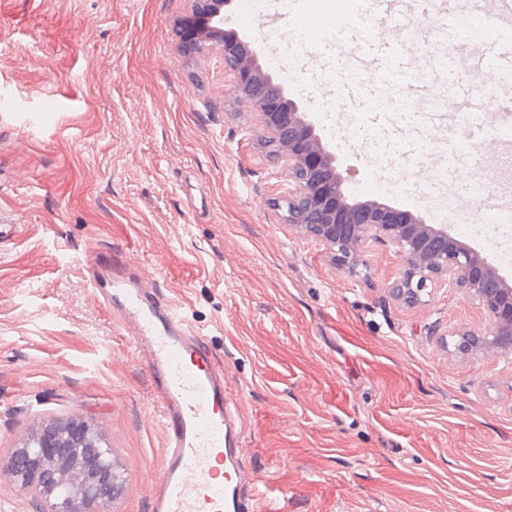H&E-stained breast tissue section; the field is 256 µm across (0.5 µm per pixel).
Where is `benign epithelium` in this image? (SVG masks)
I'll list each match as a JSON object with an SVG mask.
<instances>
[{
  "mask_svg": "<svg viewBox=\"0 0 512 512\" xmlns=\"http://www.w3.org/2000/svg\"><path fill=\"white\" fill-rule=\"evenodd\" d=\"M184 23L181 52L207 55L221 47L233 94L261 119L269 156L286 176L284 221L319 241L335 261L355 272L376 243L393 249L397 277L389 293L409 305L429 288H462L483 311L486 325L458 333L462 354L497 357L512 352L500 345L512 337V289L500 267L459 244L446 224H428L410 212L379 202H348L336 157L324 144L305 109L288 97L285 85L260 63L252 43L223 29L222 10L231 0H193ZM112 448L80 417L49 422L43 432L0 461V475L38 502L37 512H93V501L112 493L117 478Z\"/></svg>",
  "mask_w": 512,
  "mask_h": 512,
  "instance_id": "1",
  "label": "benign epithelium"
}]
</instances>
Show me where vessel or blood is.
I'll return each mask as SVG.
<instances>
[{
	"label": "vessel or blood",
	"instance_id": "1",
	"mask_svg": "<svg viewBox=\"0 0 512 512\" xmlns=\"http://www.w3.org/2000/svg\"><path fill=\"white\" fill-rule=\"evenodd\" d=\"M294 22L293 30L302 51L324 42L322 29L300 28L311 0H240L239 21L267 22L268 2ZM421 11L433 19L432 41L446 42L451 51L469 50L472 65L490 76L512 72V0H473L469 10L448 19L441 0H418ZM405 0H355L350 14L333 16L331 29L354 44V61L373 60L388 70L403 53L398 39L385 40L374 30L378 20L402 14ZM494 24L485 36L477 28L486 17ZM345 105L358 112L372 111L356 80L355 69L337 75ZM472 128L493 127L499 134L478 143L470 151L474 162L493 152L512 148V100L500 101L494 110L466 114ZM512 213V204L491 207L480 199L456 202L453 215L478 214L493 222L502 213ZM88 277L101 301L115 310L128 328L135 350L155 379L156 399L165 431L163 464L150 479V512H257V499L247 494V478L239 469L243 455L237 422L227 413L224 367L212 362L203 349L201 336L185 323L178 303L157 297L152 283L135 271L126 253L91 252L85 261Z\"/></svg>",
	"mask_w": 512,
	"mask_h": 512
}]
</instances>
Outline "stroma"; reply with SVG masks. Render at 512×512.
<instances>
[{
	"instance_id": "1",
	"label": "stroma",
	"mask_w": 512,
	"mask_h": 512,
	"mask_svg": "<svg viewBox=\"0 0 512 512\" xmlns=\"http://www.w3.org/2000/svg\"><path fill=\"white\" fill-rule=\"evenodd\" d=\"M192 0H0V220L24 227L0 248V458L43 423L78 415L126 473L120 512H149L145 467L164 433L149 417L154 382L121 321L94 301L90 250H137L157 295L176 300L224 364L229 406L251 452L245 468L279 488L283 512H512V358L456 349L485 316L462 290L409 305L384 288L393 251L376 246L350 274L285 224V173L239 104L221 54L185 56ZM439 90L473 86L459 63ZM351 200L431 220L446 180L495 200L512 166L407 173L394 139L391 182L369 192L358 149L371 116L337 149L342 117L319 82L287 80Z\"/></svg>"
}]
</instances>
